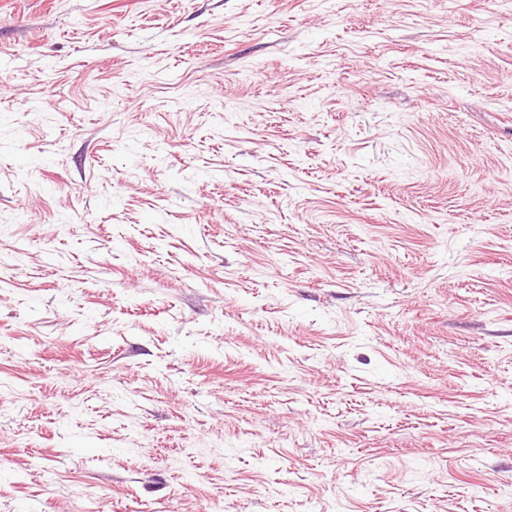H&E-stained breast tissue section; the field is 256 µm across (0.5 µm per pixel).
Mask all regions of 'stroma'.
<instances>
[{"instance_id": "1", "label": "stroma", "mask_w": 512, "mask_h": 512, "mask_svg": "<svg viewBox=\"0 0 512 512\" xmlns=\"http://www.w3.org/2000/svg\"><path fill=\"white\" fill-rule=\"evenodd\" d=\"M0 512H512V0H0Z\"/></svg>"}]
</instances>
